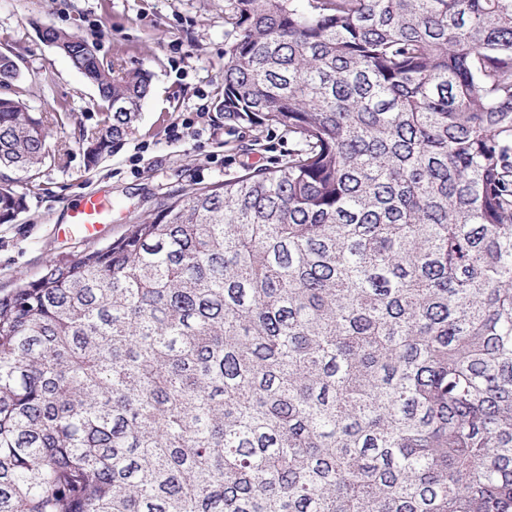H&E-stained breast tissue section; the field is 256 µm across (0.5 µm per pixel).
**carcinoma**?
Listing matches in <instances>:
<instances>
[{
  "mask_svg": "<svg viewBox=\"0 0 512 512\" xmlns=\"http://www.w3.org/2000/svg\"><path fill=\"white\" fill-rule=\"evenodd\" d=\"M224 23V122L295 148L0 296V512H512V0ZM43 33L95 163L150 74ZM47 123L0 97V224Z\"/></svg>",
  "mask_w": 512,
  "mask_h": 512,
  "instance_id": "cac0c4a2",
  "label": "carcinoma"
}]
</instances>
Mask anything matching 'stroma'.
Listing matches in <instances>:
<instances>
[{
    "mask_svg": "<svg viewBox=\"0 0 512 512\" xmlns=\"http://www.w3.org/2000/svg\"><path fill=\"white\" fill-rule=\"evenodd\" d=\"M44 27L85 39L103 64L151 74L135 129L96 165L88 164L80 139L103 117L98 91L41 38ZM224 30V0H0V52L19 68L8 92L50 116L49 143L62 150L39 169L26 212L0 224V295L38 278L50 262L122 236L175 189L287 158L293 143L280 130L224 124ZM93 189L112 201L111 223L91 240L59 234L70 207Z\"/></svg>",
    "mask_w": 512,
    "mask_h": 512,
    "instance_id": "stroma-1",
    "label": "stroma"
}]
</instances>
